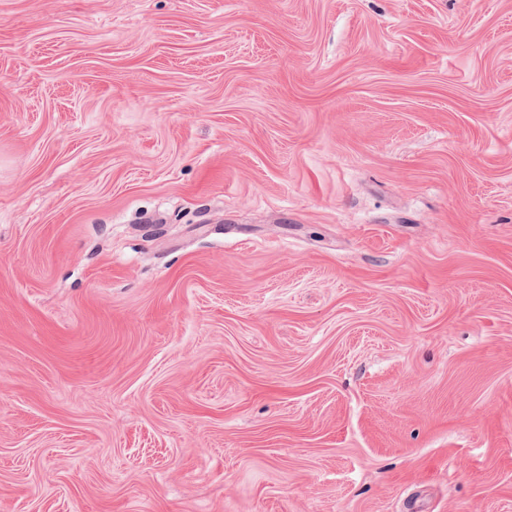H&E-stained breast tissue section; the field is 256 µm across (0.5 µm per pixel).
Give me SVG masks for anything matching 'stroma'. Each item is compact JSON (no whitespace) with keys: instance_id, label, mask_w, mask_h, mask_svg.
Masks as SVG:
<instances>
[{"instance_id":"obj_1","label":"stroma","mask_w":512,"mask_h":512,"mask_svg":"<svg viewBox=\"0 0 512 512\" xmlns=\"http://www.w3.org/2000/svg\"><path fill=\"white\" fill-rule=\"evenodd\" d=\"M8 512H512V0H0Z\"/></svg>"}]
</instances>
